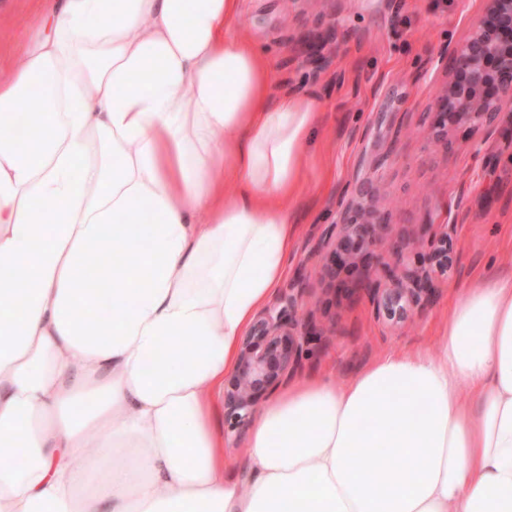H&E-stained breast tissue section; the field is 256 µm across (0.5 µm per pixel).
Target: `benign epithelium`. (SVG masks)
<instances>
[{
    "mask_svg": "<svg viewBox=\"0 0 512 512\" xmlns=\"http://www.w3.org/2000/svg\"><path fill=\"white\" fill-rule=\"evenodd\" d=\"M446 55L453 65L437 91L429 137L445 139L462 125L485 136L501 124L512 126V0H482L480 16ZM384 162L361 157L358 168L373 170V178L364 181L366 189L344 195L316 251L333 278L343 268L364 266L375 318L402 326L433 296L436 275L448 271L452 246L446 233L419 236L404 254L385 244L380 227L387 219L377 206L388 192L378 173ZM390 250L401 255L393 265L385 259ZM303 291L302 281L293 282L256 314L243 336L238 365L224 386V417L231 428L244 426L261 399L301 369L311 342L333 333L313 312L301 310Z\"/></svg>",
    "mask_w": 512,
    "mask_h": 512,
    "instance_id": "benign-epithelium-1",
    "label": "benign epithelium"
}]
</instances>
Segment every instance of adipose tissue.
<instances>
[{"instance_id": "adipose-tissue-1", "label": "adipose tissue", "mask_w": 512, "mask_h": 512, "mask_svg": "<svg viewBox=\"0 0 512 512\" xmlns=\"http://www.w3.org/2000/svg\"><path fill=\"white\" fill-rule=\"evenodd\" d=\"M239 6L60 0L0 76V127L30 108L0 136V512H512V274L462 293L436 351L270 398L226 464L217 404L317 119L270 100Z\"/></svg>"}]
</instances>
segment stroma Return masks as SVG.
I'll list each match as a JSON object with an SVG mask.
<instances>
[{"mask_svg": "<svg viewBox=\"0 0 512 512\" xmlns=\"http://www.w3.org/2000/svg\"><path fill=\"white\" fill-rule=\"evenodd\" d=\"M52 0H10L0 17V70L20 62L40 35L38 18ZM482 9L481 0H240L239 27L269 58L271 98L283 92L311 97L317 136L309 149L308 181L288 205L293 250L288 280L303 279L304 303L336 323L334 336L310 345L297 379L350 376L385 350L436 349L445 319L461 291L485 272L512 273V128L480 140L468 127L442 141L426 137L434 98L445 77L442 52L459 42ZM334 15L336 40L325 67L308 45ZM387 154L381 172L389 185L378 207L388 215L387 242L408 237L425 215L433 232L447 233L452 262L433 300L406 329L374 318L359 289L362 271L338 275L334 289L311 250L353 186L363 152Z\"/></svg>", "mask_w": 512, "mask_h": 512, "instance_id": "1", "label": "stroma"}]
</instances>
